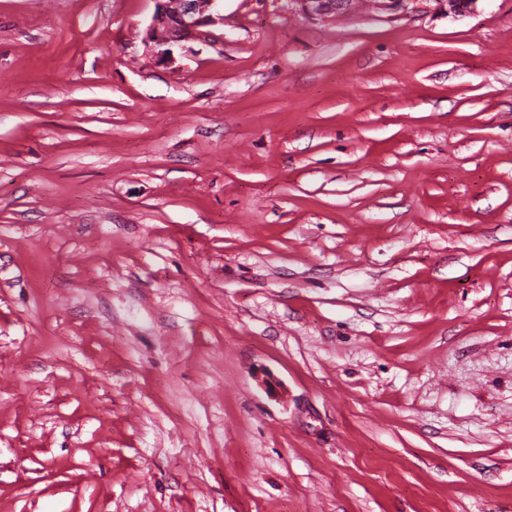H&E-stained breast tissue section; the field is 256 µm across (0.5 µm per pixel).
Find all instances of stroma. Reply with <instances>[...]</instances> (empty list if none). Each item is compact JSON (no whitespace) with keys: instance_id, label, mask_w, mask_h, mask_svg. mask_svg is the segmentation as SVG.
<instances>
[{"instance_id":"obj_1","label":"stroma","mask_w":512,"mask_h":512,"mask_svg":"<svg viewBox=\"0 0 512 512\" xmlns=\"http://www.w3.org/2000/svg\"><path fill=\"white\" fill-rule=\"evenodd\" d=\"M0 0V512H512V0ZM159 7L148 27L147 39L159 60L171 59L172 47L224 22L218 0H158Z\"/></svg>"}]
</instances>
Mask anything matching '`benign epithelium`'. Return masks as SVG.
<instances>
[{
    "label": "benign epithelium",
    "instance_id": "1",
    "mask_svg": "<svg viewBox=\"0 0 512 512\" xmlns=\"http://www.w3.org/2000/svg\"><path fill=\"white\" fill-rule=\"evenodd\" d=\"M159 7L148 27L147 39L160 60L173 56V46L201 33L205 27L224 23L218 0H158ZM350 0H300L301 8L310 15L322 16L341 10Z\"/></svg>",
    "mask_w": 512,
    "mask_h": 512
}]
</instances>
